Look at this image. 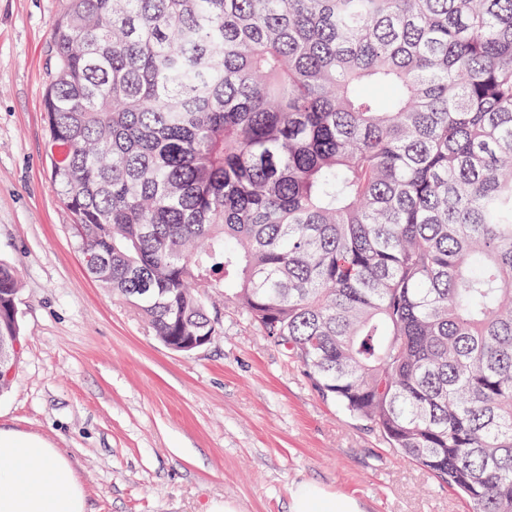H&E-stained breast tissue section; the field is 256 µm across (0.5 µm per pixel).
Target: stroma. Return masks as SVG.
<instances>
[{
	"label": "stroma",
	"mask_w": 512,
	"mask_h": 512,
	"mask_svg": "<svg viewBox=\"0 0 512 512\" xmlns=\"http://www.w3.org/2000/svg\"><path fill=\"white\" fill-rule=\"evenodd\" d=\"M65 0H0V260L21 273L23 354L0 428L63 449L86 512H288L304 481L364 512H470L316 391L233 304L191 353L164 347L88 276L51 177L44 94Z\"/></svg>",
	"instance_id": "1"
}]
</instances>
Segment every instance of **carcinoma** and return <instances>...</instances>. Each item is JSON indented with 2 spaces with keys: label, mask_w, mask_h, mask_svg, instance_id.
I'll use <instances>...</instances> for the list:
<instances>
[{
  "label": "carcinoma",
  "mask_w": 512,
  "mask_h": 512,
  "mask_svg": "<svg viewBox=\"0 0 512 512\" xmlns=\"http://www.w3.org/2000/svg\"><path fill=\"white\" fill-rule=\"evenodd\" d=\"M51 176L168 349L219 288L387 447L512 512V0H66ZM18 269L0 344L20 360Z\"/></svg>",
  "instance_id": "cac0c4a2"
}]
</instances>
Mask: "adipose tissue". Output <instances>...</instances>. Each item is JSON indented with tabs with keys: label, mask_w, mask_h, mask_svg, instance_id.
Segmentation results:
<instances>
[{
	"label": "adipose tissue",
	"mask_w": 512,
	"mask_h": 512,
	"mask_svg": "<svg viewBox=\"0 0 512 512\" xmlns=\"http://www.w3.org/2000/svg\"><path fill=\"white\" fill-rule=\"evenodd\" d=\"M289 512H362L352 496L315 482L295 485ZM72 463L39 437L0 431V512H85Z\"/></svg>",
	"instance_id": "ef3b65f1"
}]
</instances>
